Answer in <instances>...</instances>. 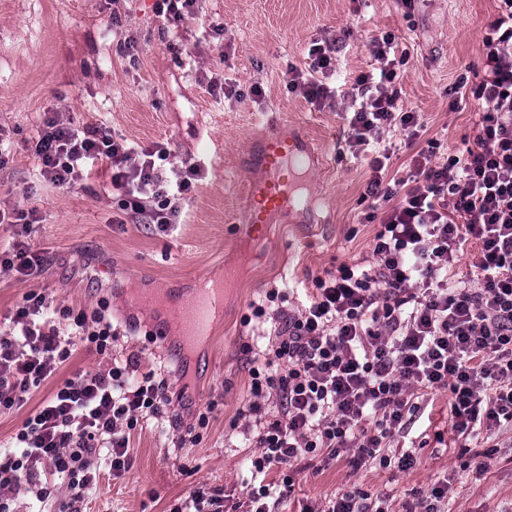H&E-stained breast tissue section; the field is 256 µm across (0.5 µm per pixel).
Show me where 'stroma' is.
<instances>
[{
  "mask_svg": "<svg viewBox=\"0 0 512 512\" xmlns=\"http://www.w3.org/2000/svg\"><path fill=\"white\" fill-rule=\"evenodd\" d=\"M155 0H0V133L13 150L0 165V209L36 210L33 243L48 257L35 284L0 271V319L29 287L48 289L54 306H107L118 338L112 356L139 355L142 371L174 380L188 370L190 386L132 439L136 457L123 478L102 479L88 512H165L169 500L199 483L223 486L240 498L251 479V450L238 413L250 383L242 351L270 322L244 323L249 304L266 288L287 285V309L300 307L314 276L341 263L371 258L373 224L364 219L370 154L346 144L348 117L360 98L356 78L375 70L370 41L386 32L405 55L397 87L405 109L422 124L417 147L440 145L446 162L470 145L483 116L465 98L450 110L461 74L479 73L485 55L482 25L497 0H197V16L176 20L155 13ZM337 41L336 68L326 77L337 95L309 104L287 87L290 68L307 70L316 40ZM179 44L173 54L170 44ZM224 94H213L211 82ZM261 87L253 96L252 87ZM102 124L134 145L168 143L190 157L202 177L194 184L181 224L161 232L122 223L110 173L94 166L84 185L63 190L45 182L27 150L45 118ZM291 124L318 159L304 179L312 200L302 218L249 225L247 184L258 177V142L268 125ZM225 279L224 314L203 340L187 346L166 331L164 304L188 303L201 280ZM217 408L200 443H180L195 409ZM420 410L391 442L416 458L402 471L345 459L300 468L293 499L326 508L334 494L360 487L384 496L389 512H410L417 491L448 480V512H512V429L483 477L462 472V450L486 451L482 439L451 429L448 395L420 398Z\"/></svg>",
  "mask_w": 512,
  "mask_h": 512,
  "instance_id": "1",
  "label": "stroma"
}]
</instances>
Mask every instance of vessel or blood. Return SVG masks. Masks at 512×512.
I'll return each instance as SVG.
<instances>
[{"label": "vessel or blood", "mask_w": 512, "mask_h": 512, "mask_svg": "<svg viewBox=\"0 0 512 512\" xmlns=\"http://www.w3.org/2000/svg\"><path fill=\"white\" fill-rule=\"evenodd\" d=\"M313 151L306 144L269 127L263 136V148L259 156L261 176L250 182L248 197L251 207L248 223L269 224L280 215L304 214L308 204L303 199L293 171H306ZM224 309V286L211 283L197 289L194 299L187 305L171 310L185 339L194 341L205 335L210 321Z\"/></svg>", "instance_id": "vessel-or-blood-1"}]
</instances>
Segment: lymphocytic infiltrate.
<instances>
[{
    "label": "lymphocytic infiltrate",
    "instance_id": "1",
    "mask_svg": "<svg viewBox=\"0 0 512 512\" xmlns=\"http://www.w3.org/2000/svg\"><path fill=\"white\" fill-rule=\"evenodd\" d=\"M485 25L486 69L459 89L482 101L478 134L461 156L436 162V143L412 157V185L385 183L375 159L365 219L378 222L371 264L342 263L313 280L306 302L282 310L286 294L271 288L251 302L255 319L276 307L270 351L253 348L249 398L240 414L254 420L249 435L254 481L243 504L229 503L223 488L196 485L168 512H276L294 491V479L268 481L273 467L321 455L348 454L352 467L367 462L406 471L416 459L386 450L428 391L448 394L452 429L468 438L512 427V0H498ZM394 34L371 42L378 73L359 75L363 102L349 119L353 154L376 149L394 126L415 142L421 124L403 111L397 72L389 54ZM336 45L313 42L309 70H289L290 90L316 106L335 91L315 73L335 67ZM31 151L42 178L72 189L95 164L107 165L120 208L130 223L167 230L178 223L182 201L201 171L191 160L164 171L171 152L161 143L139 149L102 126L77 127L47 117ZM22 229L0 246V269L25 282L41 274L44 250L28 236L36 214L0 210V223ZM475 242L470 280L448 271L457 252ZM0 332V413L24 406L33 391L71 358L77 347L97 357V371L58 377L52 396L24 421L15 444L0 451V512H17L20 493L51 512H84L102 473L119 479L134 466L133 434L161 417L173 388L155 372H140L136 357L113 362L117 332L105 308L92 313L53 307L45 292H25ZM277 397V415L265 401Z\"/></svg>",
    "mask_w": 512,
    "mask_h": 512
}]
</instances>
